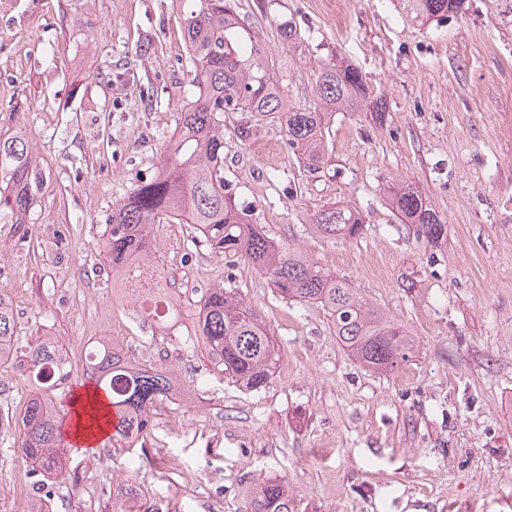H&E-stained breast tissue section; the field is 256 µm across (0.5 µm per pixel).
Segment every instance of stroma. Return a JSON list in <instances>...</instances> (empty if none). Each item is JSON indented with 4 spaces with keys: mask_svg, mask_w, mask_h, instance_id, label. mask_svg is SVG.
<instances>
[{
    "mask_svg": "<svg viewBox=\"0 0 512 512\" xmlns=\"http://www.w3.org/2000/svg\"><path fill=\"white\" fill-rule=\"evenodd\" d=\"M0 0V131L33 139L48 189L28 224L0 221V290L18 332L49 337L66 379L43 389L64 408L83 352L104 343L174 375L185 398L158 402L128 450L78 447L57 478L20 451L34 388L25 349L0 365V512H112L110 478L162 512H249V486L287 482L295 512H512V0H462L418 27L393 0H235L275 62L292 105H313L315 72L357 67L385 120L339 112L328 161L308 170L278 124L248 142L224 115V183L276 242L346 278L413 332L390 372L359 363L320 307L283 300L247 262L157 224L152 248L181 316L164 327L112 286L100 241L113 207L152 175L190 92L176 0ZM290 20L304 42L283 45ZM417 188L445 222L438 243L398 223L384 187ZM365 218L355 239L311 233L329 204ZM234 287L281 348L265 389L225 377L194 335L199 302Z\"/></svg>",
    "mask_w": 512,
    "mask_h": 512,
    "instance_id": "stroma-1",
    "label": "stroma"
}]
</instances>
